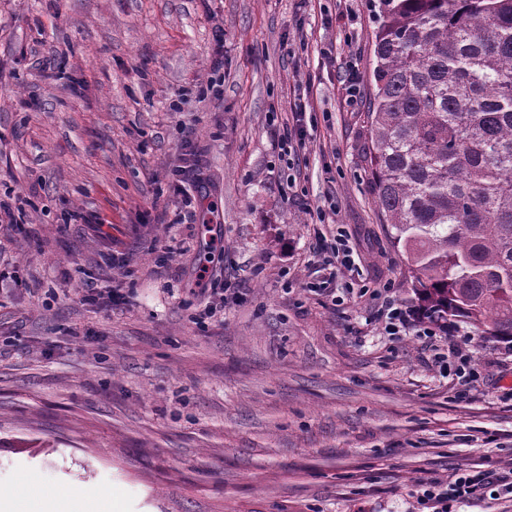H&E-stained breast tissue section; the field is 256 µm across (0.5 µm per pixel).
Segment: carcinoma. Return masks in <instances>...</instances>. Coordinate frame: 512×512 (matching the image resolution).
Listing matches in <instances>:
<instances>
[{
  "mask_svg": "<svg viewBox=\"0 0 512 512\" xmlns=\"http://www.w3.org/2000/svg\"><path fill=\"white\" fill-rule=\"evenodd\" d=\"M366 152L419 306L512 342V0H381Z\"/></svg>",
  "mask_w": 512,
  "mask_h": 512,
  "instance_id": "1",
  "label": "carcinoma"
}]
</instances>
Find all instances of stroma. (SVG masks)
<instances>
[{"instance_id": "obj_1", "label": "stroma", "mask_w": 512, "mask_h": 512, "mask_svg": "<svg viewBox=\"0 0 512 512\" xmlns=\"http://www.w3.org/2000/svg\"><path fill=\"white\" fill-rule=\"evenodd\" d=\"M377 2L0 0V204L21 215L0 258L22 282L0 287V486L34 472L119 512H418V478L512 466V351L459 324L473 387L382 329L378 290L414 292L365 154ZM187 139L205 183L177 224ZM340 229L353 277L322 270ZM204 278L242 296L200 322ZM300 109L299 112H295V127L293 131L290 129L287 133L284 134V136L281 138L280 143V153L281 158L287 163L288 162V156L294 154L296 151L295 143L297 142V138L300 140L303 136V125L302 121H304V118L306 117V107L305 105L302 107L301 105L298 106ZM287 157V158H286Z\"/></svg>"}]
</instances>
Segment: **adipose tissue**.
<instances>
[{
    "label": "adipose tissue",
    "instance_id": "ef3b65f1",
    "mask_svg": "<svg viewBox=\"0 0 512 512\" xmlns=\"http://www.w3.org/2000/svg\"><path fill=\"white\" fill-rule=\"evenodd\" d=\"M108 494L81 496L60 491L47 493L34 476L22 477L13 486L0 489V512H115Z\"/></svg>",
    "mask_w": 512,
    "mask_h": 512
}]
</instances>
